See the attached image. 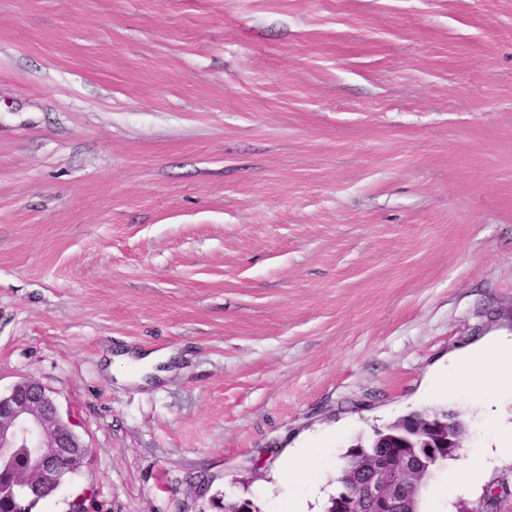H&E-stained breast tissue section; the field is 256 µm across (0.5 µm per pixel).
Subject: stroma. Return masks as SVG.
I'll return each mask as SVG.
<instances>
[{
  "label": "stroma",
  "mask_w": 512,
  "mask_h": 512,
  "mask_svg": "<svg viewBox=\"0 0 512 512\" xmlns=\"http://www.w3.org/2000/svg\"><path fill=\"white\" fill-rule=\"evenodd\" d=\"M512 340V0H0V394L39 381L99 512H224L295 449L466 426L423 512H512V422L451 359ZM169 348L149 388L116 346ZM177 353L171 350L116 349L109 355L108 371L119 382L134 387H149L173 373ZM503 459L512 460V423L500 428L494 448L488 447L479 455L470 456L464 461L458 469L461 477L457 479V489H466L474 480L480 478Z\"/></svg>",
  "instance_id": "stroma-1"
}]
</instances>
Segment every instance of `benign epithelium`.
Masks as SVG:
<instances>
[{"label":"benign epithelium","instance_id":"benign-epithelium-1","mask_svg":"<svg viewBox=\"0 0 512 512\" xmlns=\"http://www.w3.org/2000/svg\"><path fill=\"white\" fill-rule=\"evenodd\" d=\"M415 433L418 447L427 454L440 439L450 450L461 447V432L451 419L421 424ZM14 448L24 450V462L20 471L10 475L8 488L0 485V497L7 492L18 500L41 498L58 490L65 477L79 473L94 456V449L63 419L45 387L33 379L0 395V450ZM424 473L422 456L417 454L367 455L351 475L358 495L348 512H410L405 501L407 479H420Z\"/></svg>","mask_w":512,"mask_h":512}]
</instances>
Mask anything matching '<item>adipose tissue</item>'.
I'll use <instances>...</instances> for the list:
<instances>
[{
    "label": "adipose tissue",
    "instance_id": "obj_1",
    "mask_svg": "<svg viewBox=\"0 0 512 512\" xmlns=\"http://www.w3.org/2000/svg\"><path fill=\"white\" fill-rule=\"evenodd\" d=\"M499 349V344L492 343L477 355L459 360L455 370L460 383L468 385L476 376L489 374L492 375L496 388L512 392V367L500 362ZM175 359V352L167 349L140 351L121 348L109 355L107 366L119 382L134 387H148L171 375ZM319 453L320 450L316 447L297 449L281 469L278 485L282 490L281 498L284 503L282 512H301L292 489L303 481ZM504 459L512 460V424L500 428L494 446L464 461L458 470L457 489H466Z\"/></svg>",
    "mask_w": 512,
    "mask_h": 512
}]
</instances>
